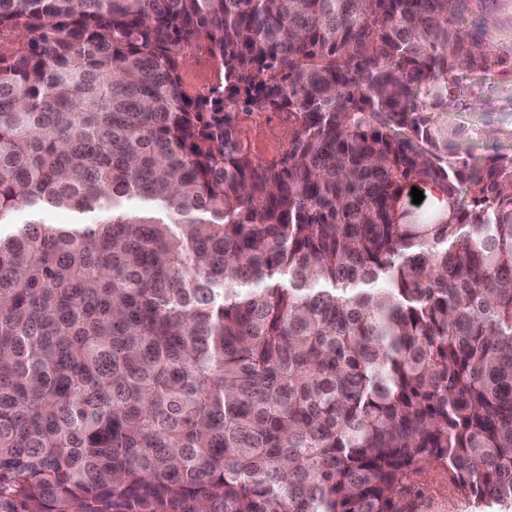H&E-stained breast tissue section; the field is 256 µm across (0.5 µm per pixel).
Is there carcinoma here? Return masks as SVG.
I'll use <instances>...</instances> for the list:
<instances>
[{
	"instance_id": "1",
	"label": "carcinoma",
	"mask_w": 512,
	"mask_h": 512,
	"mask_svg": "<svg viewBox=\"0 0 512 512\" xmlns=\"http://www.w3.org/2000/svg\"><path fill=\"white\" fill-rule=\"evenodd\" d=\"M473 7L0 0V512H415L434 464L512 512V156L439 122L512 73ZM181 76L184 85L191 91H194L200 83L214 80L208 54L204 51H196L187 55L183 62ZM240 133L251 153L260 160L279 156L288 142V127L280 113L269 114L261 121L243 116Z\"/></svg>"
}]
</instances>
